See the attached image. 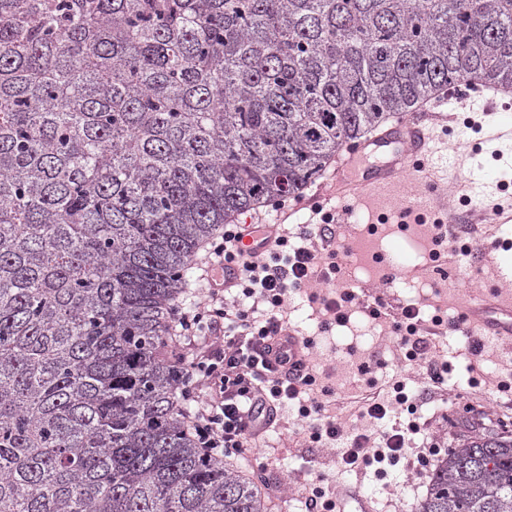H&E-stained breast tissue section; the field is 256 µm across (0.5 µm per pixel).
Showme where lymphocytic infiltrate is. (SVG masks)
Returning a JSON list of instances; mask_svg holds the SVG:
<instances>
[{
	"label": "lymphocytic infiltrate",
	"instance_id": "1",
	"mask_svg": "<svg viewBox=\"0 0 512 512\" xmlns=\"http://www.w3.org/2000/svg\"><path fill=\"white\" fill-rule=\"evenodd\" d=\"M322 248L293 245L279 235L274 252L252 258L239 244V227L225 225L206 254L214 274L207 278L204 300L192 310L172 313L175 360L182 378L177 408L185 427L205 455L224 459L243 454L251 443L274 430L269 409L294 404L300 419L310 420L313 442L336 445L337 468L351 472L362 467L396 463L407 452L412 435L421 431L416 417L418 394L408 377L393 379L386 394L362 398L361 418L367 428L349 431L324 415L323 398L331 387L315 375L309 358L289 366L287 350L278 349L288 332L285 303L293 288L308 289L311 303L321 305L329 322L342 323L358 304L348 288H320L316 282L335 270V237L331 217L321 219ZM237 268V286L253 306L228 302V290L217 273L225 264ZM444 320H423L415 304L401 306L394 327L395 349L403 362H425L434 383H443L447 363L428 362V336L438 334Z\"/></svg>",
	"mask_w": 512,
	"mask_h": 512
}]
</instances>
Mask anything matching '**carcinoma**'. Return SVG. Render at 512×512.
Here are the masks:
<instances>
[{
  "mask_svg": "<svg viewBox=\"0 0 512 512\" xmlns=\"http://www.w3.org/2000/svg\"><path fill=\"white\" fill-rule=\"evenodd\" d=\"M453 79L512 91V0H0V512H268L158 359L190 261ZM418 512H512V439Z\"/></svg>",
  "mask_w": 512,
  "mask_h": 512,
  "instance_id": "obj_1",
  "label": "carcinoma"
}]
</instances>
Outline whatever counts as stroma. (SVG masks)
<instances>
[{"instance_id":"stroma-1","label":"stroma","mask_w":512,"mask_h":512,"mask_svg":"<svg viewBox=\"0 0 512 512\" xmlns=\"http://www.w3.org/2000/svg\"><path fill=\"white\" fill-rule=\"evenodd\" d=\"M446 108L450 116L441 137L447 144L451 164L448 193L461 196L473 181L492 187L499 184L512 187V144L484 139L489 126H512V110L463 112L453 98L448 100ZM494 202L491 196L473 197L476 212L471 242L476 250L468 256L445 253L442 257L445 274H438L428 266L429 249L423 233L403 236L392 227L378 238L360 235V224L372 221L373 213L358 201L352 205L353 214L348 223L336 227L337 236L348 238L352 252L337 255L336 261L358 280L366 304L382 303L384 313L395 314L400 303L412 299L457 316L476 290L500 287L495 266L502 260L512 261V250L486 255L477 250L479 244L496 238L512 239V229L489 223L486 218ZM379 250L396 256L401 264L393 282H386V269L369 259L372 252ZM291 322L300 331L316 334L324 350L319 368L336 389L337 421L349 430L362 427L358 406L369 388L366 381L350 378L342 361L353 350L391 361L392 343L384 329L372 325L359 313L348 326L318 333L311 309L297 295L291 298ZM430 353L447 358L451 367L448 380L453 387L439 390L431 384L424 368L411 369V376L426 390L420 410L424 429L415 435L407 457L389 467L386 474L367 467L339 475L331 449L315 446L293 434L295 416L288 410L283 413L279 431L267 440L266 453L270 459L267 470H258L251 455L236 457L235 465L248 475H260L264 485L280 486V494L268 497L270 512H304L310 487L320 475L334 481L337 488L351 490L352 496L345 504L347 512H362L367 505L372 512H416L429 476L428 471L414 467L420 451L434 444L443 449L458 448L489 430L512 434V392L497 388L499 382L512 379V345H489L481 356L475 357L465 352L461 334L451 331L432 341Z\"/></svg>"}]
</instances>
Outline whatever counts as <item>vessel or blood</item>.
<instances>
[{"label":"vessel or blood","mask_w":512,"mask_h":512,"mask_svg":"<svg viewBox=\"0 0 512 512\" xmlns=\"http://www.w3.org/2000/svg\"><path fill=\"white\" fill-rule=\"evenodd\" d=\"M444 105V100L436 99L427 110L412 108L395 117L386 130L347 143L336 158L324 202L364 199L410 211L419 219L434 213L440 215L442 223H459V213L449 209L445 196L434 193L406 198L400 192V181L406 174L428 184L441 181V174L430 163L436 149L425 120L427 112L442 111ZM275 233L272 225L263 229L242 225L240 245L245 252L262 255L270 249ZM459 326L491 341L511 342L512 293L492 290L473 296L461 311Z\"/></svg>","instance_id":"1"}]
</instances>
